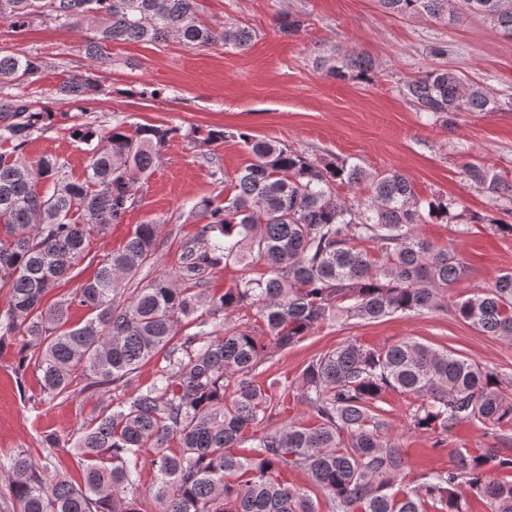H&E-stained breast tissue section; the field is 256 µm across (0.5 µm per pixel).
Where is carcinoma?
<instances>
[{"instance_id":"obj_1","label":"carcinoma","mask_w":512,"mask_h":512,"mask_svg":"<svg viewBox=\"0 0 512 512\" xmlns=\"http://www.w3.org/2000/svg\"><path fill=\"white\" fill-rule=\"evenodd\" d=\"M408 18L471 15L512 39V0H379ZM48 17L86 28V58L101 62L124 42L176 39L188 48L217 44L243 49L253 38L244 26L206 23L200 0H0V21L23 28ZM339 80H363L376 62L349 50L319 58ZM39 56L0 51V85H26L40 74ZM105 91L96 71L68 75L58 94L78 112ZM418 112L446 126L462 112L501 104L437 68L403 82ZM56 113L26 93L0 100V284L8 309L0 315V348L21 336L38 350H20L17 368L34 365L41 392L66 400L110 387L133 393L97 401L96 413L75 436L81 480L47 479L27 448L0 454L8 481L6 512H319L310 489L288 475L303 471L330 512H470L469 498L490 512H512V377L469 358L415 340L372 347L349 338L312 360L297 391L311 422L273 423L272 389L256 381L257 368L275 350L293 346L324 323L373 321L396 313L449 310L476 331L512 343V270L477 293L450 304L445 293L467 273L453 240L436 245L418 233L422 224H446L453 233L454 203L445 195L421 198L397 170L368 172L357 165L312 158L239 130L255 157L231 180L224 199L203 197L182 208L184 222L204 219L182 246L180 265L129 292L122 280L158 262L163 222L137 225L109 253L93 278L67 298L43 307L44 297L88 255L87 247L120 223L145 180L178 136L204 143L224 131L185 134L177 126L117 124L102 135L86 122L69 136L89 146L83 178L68 162L29 160L32 136ZM468 181L493 202L512 205V183L466 162ZM369 184L353 204L338 188ZM229 264L241 276L224 292L209 288L215 270ZM263 270L252 276L254 268ZM88 319L69 324L72 307ZM255 311L261 334L234 323L232 314ZM198 331L178 336V327ZM162 357L155 382L134 386L142 363ZM413 400L410 425L443 446L448 430L480 427L483 448H456L450 466L403 483L407 462L399 437L389 432L383 396ZM177 448H172V444ZM152 449L154 481L142 483V452Z\"/></svg>"}]
</instances>
